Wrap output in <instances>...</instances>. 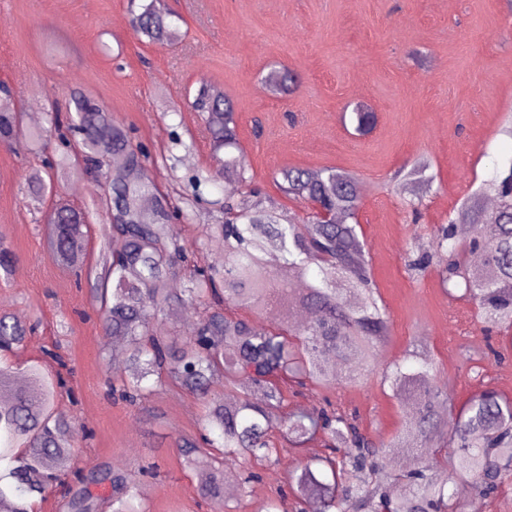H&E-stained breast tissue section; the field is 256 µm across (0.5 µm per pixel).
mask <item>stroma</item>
<instances>
[{
  "label": "stroma",
  "instance_id": "1",
  "mask_svg": "<svg viewBox=\"0 0 512 512\" xmlns=\"http://www.w3.org/2000/svg\"><path fill=\"white\" fill-rule=\"evenodd\" d=\"M173 41L137 37L128 0H0V82L18 106L41 98L37 129L51 102L72 91L95 98L154 161L149 176L178 192L187 175L212 168L210 138L193 105L200 81L238 106V135L253 186L266 205L305 216L275 177L288 167H333L362 182L360 236L390 318L375 372L356 384L289 395L292 407L331 401L355 414L363 434L383 443L409 421V405L380 383V371L418 349L452 380L455 404L490 388L512 398V349L497 358L470 301L450 296L438 265L414 277L409 254L430 250L440 224L512 157V0H164ZM286 66L300 82L289 94L265 88ZM375 112L365 136L343 121L353 107ZM178 163H171L170 155ZM427 161L434 182L420 217L394 175ZM39 156L0 144V241L14 254L0 272V312L33 331L15 358L61 371L73 394L60 411L76 429L72 466L135 474L144 512H212L200 472L185 469L183 440L200 435L196 397L168 383L134 404L112 397L121 379L101 357L100 313L88 284L57 266L25 176ZM324 452L319 441L285 451L263 468L251 496L223 495L224 512H260L289 494L288 477Z\"/></svg>",
  "mask_w": 512,
  "mask_h": 512
}]
</instances>
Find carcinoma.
Segmentation results:
<instances>
[{
	"instance_id": "cac0c4a2",
	"label": "carcinoma",
	"mask_w": 512,
	"mask_h": 512,
	"mask_svg": "<svg viewBox=\"0 0 512 512\" xmlns=\"http://www.w3.org/2000/svg\"><path fill=\"white\" fill-rule=\"evenodd\" d=\"M160 0H142L134 30L152 41H169ZM278 92L294 89L293 72L273 70L266 76ZM74 116L58 131L66 147L56 172L34 169L26 178L28 192L51 197L55 174L103 178L104 193L94 205L108 224L96 266L86 268L88 216L63 201L43 215L52 258L95 290L103 317L100 353L108 339L120 336L118 351L128 372L112 382V396L133 403L170 381L195 394L202 404V444L187 440L186 468L207 473L202 492L224 493L233 472L240 496L258 480L253 464L271 465L285 448H297L325 435L330 454L306 463L291 475L303 496L321 503V512H465L454 486L463 483L479 497H490L512 483V399L493 389L475 393L462 407L453 402V382L437 381L427 354L406 351L384 375L393 395L413 398V421L389 442L373 445L353 416L325 407L281 414L285 396L279 381L291 378L300 387L329 388L354 382L372 369L386 342L390 322L371 287L365 244L357 232L361 187L357 176L336 168L281 171V190L291 199L312 201L319 209L342 216L324 222L311 211L306 220L285 216L262 204L229 199L213 205L224 222L201 227L199 252L221 250L220 264L194 265L184 271L187 246L173 220L188 213L173 203L148 176L149 152L135 146L126 131L112 122L98 102L71 94ZM195 107L203 112L211 138L214 172L187 179L188 196L202 199L218 178L244 187L251 178L239 150L237 112L231 100L200 82ZM354 131L369 133L375 113L358 106L351 112ZM42 134L24 125V113L0 87V143L38 145ZM123 162L112 166V156ZM496 199L493 209L484 200ZM152 198L157 207L143 201ZM468 239L458 237L455 220L441 230L435 251L444 258L445 290L461 289L487 327L512 330V159L494 179L462 203ZM183 271L184 287L169 282ZM200 307L192 329L172 340L161 326L175 325L176 311L186 304ZM241 307L256 319L226 313ZM276 309L277 318L264 316ZM27 329L12 316L0 315V512H29L28 500L49 491L72 457L71 423L56 411L64 382L42 364L23 371L24 388L13 383V357ZM443 436V445L420 457L401 474L386 470L387 458L426 447ZM405 487L399 498L387 486ZM112 487V512H143L137 483L122 468H108L83 479L68 502L69 512H96L90 486Z\"/></svg>"
}]
</instances>
